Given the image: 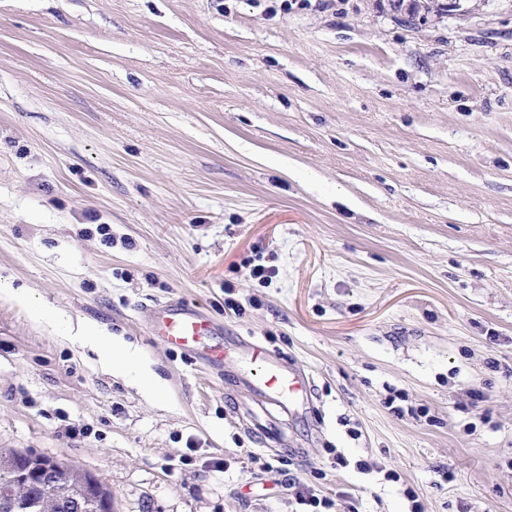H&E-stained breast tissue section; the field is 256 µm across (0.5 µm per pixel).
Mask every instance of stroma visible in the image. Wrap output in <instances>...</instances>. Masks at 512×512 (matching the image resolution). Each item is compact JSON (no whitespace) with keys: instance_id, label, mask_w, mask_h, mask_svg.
<instances>
[{"instance_id":"35a3bbf8","label":"stroma","mask_w":512,"mask_h":512,"mask_svg":"<svg viewBox=\"0 0 512 512\" xmlns=\"http://www.w3.org/2000/svg\"><path fill=\"white\" fill-rule=\"evenodd\" d=\"M0 279L161 386L0 296V448L112 512H512V0H0ZM241 338L308 412L232 386ZM0 288L1 294L9 296L15 303L24 307L34 321L51 323L60 328L65 337L76 339L83 346L97 351L102 363L110 369L131 371L137 368L134 353L122 342L113 340L112 337L103 340L94 328L79 326L78 329H75L69 318L51 312L29 294L14 290L4 281H0ZM144 309L152 336L201 361L224 364V345L212 339L214 322L197 307L174 301L146 305Z\"/></svg>"}]
</instances>
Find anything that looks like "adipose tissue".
<instances>
[{
  "label": "adipose tissue",
  "instance_id": "ef3b65f1",
  "mask_svg": "<svg viewBox=\"0 0 512 512\" xmlns=\"http://www.w3.org/2000/svg\"><path fill=\"white\" fill-rule=\"evenodd\" d=\"M0 293L24 307L34 321L51 323L60 328L65 337L76 339L82 345L97 351L102 363L107 367L124 371L136 368L137 360L134 353L122 342L110 338L102 339L99 332L90 327H74L69 318L51 312L29 294L14 290L8 283L0 284Z\"/></svg>",
  "mask_w": 512,
  "mask_h": 512
}]
</instances>
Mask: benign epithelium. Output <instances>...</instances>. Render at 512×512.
<instances>
[{
	"label": "benign epithelium",
	"instance_id": "7a95c632",
	"mask_svg": "<svg viewBox=\"0 0 512 512\" xmlns=\"http://www.w3.org/2000/svg\"><path fill=\"white\" fill-rule=\"evenodd\" d=\"M394 7L410 13L425 8L438 11L458 7L454 0L444 4L440 0H395ZM28 463L10 479L8 485L0 488V512H15L30 496V489L41 486L45 497L58 500L70 512H112V496L103 484L95 477L83 480V492L72 494L67 491L66 481L71 469L66 465L53 461L47 463L44 459L29 453L21 454Z\"/></svg>",
	"mask_w": 512,
	"mask_h": 512
}]
</instances>
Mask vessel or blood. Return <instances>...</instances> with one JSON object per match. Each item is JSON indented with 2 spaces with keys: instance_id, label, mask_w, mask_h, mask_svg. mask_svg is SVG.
<instances>
[{
  "instance_id": "1",
  "label": "vessel or blood",
  "mask_w": 512,
  "mask_h": 512,
  "mask_svg": "<svg viewBox=\"0 0 512 512\" xmlns=\"http://www.w3.org/2000/svg\"><path fill=\"white\" fill-rule=\"evenodd\" d=\"M145 314L152 336L194 358L219 366L224 362V347L214 341V323L196 307L180 301L155 303ZM238 357L240 380L263 402L293 411H305L312 400V384L302 373L285 365L258 343L240 341Z\"/></svg>"
}]
</instances>
